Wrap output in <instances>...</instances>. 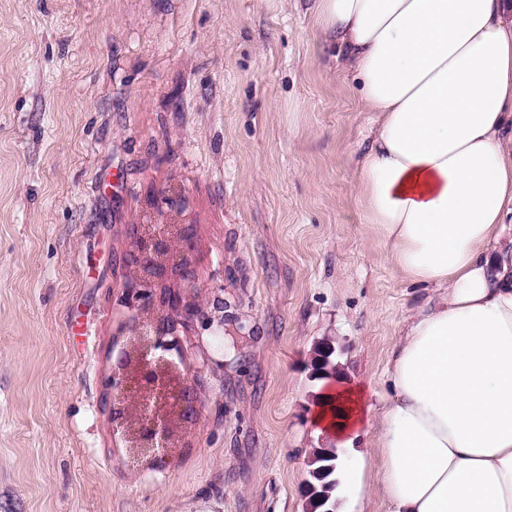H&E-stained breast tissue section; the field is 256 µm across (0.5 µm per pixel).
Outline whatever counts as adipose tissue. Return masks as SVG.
<instances>
[{"instance_id": "adipose-tissue-1", "label": "adipose tissue", "mask_w": 512, "mask_h": 512, "mask_svg": "<svg viewBox=\"0 0 512 512\" xmlns=\"http://www.w3.org/2000/svg\"><path fill=\"white\" fill-rule=\"evenodd\" d=\"M506 0H314L376 132L354 168L367 223L428 300L392 344L374 453L347 473L384 512H512V21ZM341 439L363 392L324 381Z\"/></svg>"}]
</instances>
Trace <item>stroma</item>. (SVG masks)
<instances>
[{
  "label": "stroma",
  "mask_w": 512,
  "mask_h": 512,
  "mask_svg": "<svg viewBox=\"0 0 512 512\" xmlns=\"http://www.w3.org/2000/svg\"><path fill=\"white\" fill-rule=\"evenodd\" d=\"M372 135L312 0H0V512H307L315 345L374 410L425 295L364 221ZM182 201L203 402L148 470L103 405L135 225Z\"/></svg>",
  "instance_id": "stroma-1"
}]
</instances>
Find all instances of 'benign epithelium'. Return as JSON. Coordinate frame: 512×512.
<instances>
[{
    "mask_svg": "<svg viewBox=\"0 0 512 512\" xmlns=\"http://www.w3.org/2000/svg\"><path fill=\"white\" fill-rule=\"evenodd\" d=\"M192 249L186 224H140L126 259L128 314L118 335L127 340L113 346L105 406L111 432L150 468L185 447L202 403V388L172 357L181 350L178 326L201 308L186 258Z\"/></svg>",
    "mask_w": 512,
    "mask_h": 512,
    "instance_id": "obj_1",
    "label": "benign epithelium"
}]
</instances>
